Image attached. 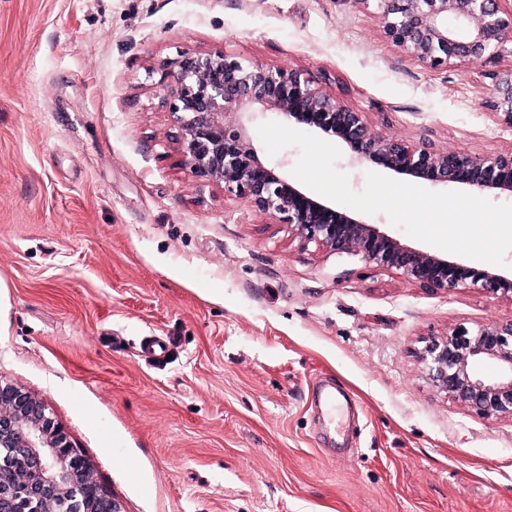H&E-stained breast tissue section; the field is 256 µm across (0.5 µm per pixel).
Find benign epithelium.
Here are the masks:
<instances>
[{
  "mask_svg": "<svg viewBox=\"0 0 512 512\" xmlns=\"http://www.w3.org/2000/svg\"><path fill=\"white\" fill-rule=\"evenodd\" d=\"M378 19L382 36L432 70L483 64L512 55V9L504 0H350ZM163 103L179 130L178 150L191 175L219 185L304 244L360 257L429 290L477 288L512 296V272L477 269L409 245L360 216L318 198L261 161L248 124L273 111L292 125L343 143L353 162L435 185L479 194L512 193V150L484 157L412 145L372 129L364 113L315 88L297 69L245 62L218 50L175 61ZM489 107L512 128V68L492 73ZM431 384L484 416L512 417V320L459 325L418 352ZM493 361L483 378L475 364ZM0 448L12 451L0 471V512H122L48 406L0 379Z\"/></svg>",
  "mask_w": 512,
  "mask_h": 512,
  "instance_id": "7a95c632",
  "label": "benign epithelium"
}]
</instances>
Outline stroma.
<instances>
[{"mask_svg": "<svg viewBox=\"0 0 512 512\" xmlns=\"http://www.w3.org/2000/svg\"><path fill=\"white\" fill-rule=\"evenodd\" d=\"M216 50L302 71L376 132L512 150L487 105L511 57L424 69L349 0H0V378L124 512H512V418L417 358L512 298L302 246L193 178L164 86Z\"/></svg>", "mask_w": 512, "mask_h": 512, "instance_id": "obj_1", "label": "stroma"}]
</instances>
